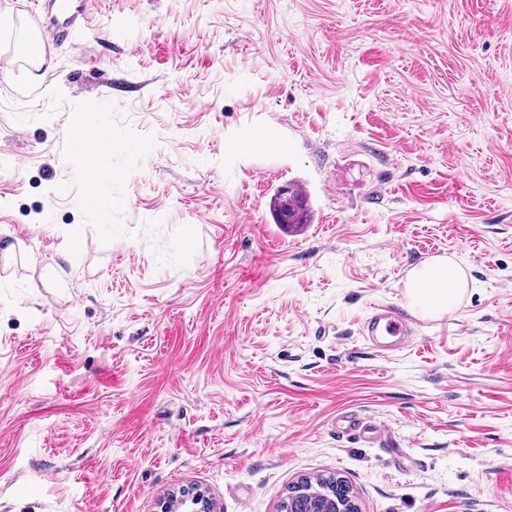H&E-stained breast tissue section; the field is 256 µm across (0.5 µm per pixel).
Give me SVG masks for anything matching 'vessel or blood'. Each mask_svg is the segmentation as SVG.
<instances>
[{
	"mask_svg": "<svg viewBox=\"0 0 512 512\" xmlns=\"http://www.w3.org/2000/svg\"><path fill=\"white\" fill-rule=\"evenodd\" d=\"M94 0H33L31 11L42 17L43 23L37 34L31 35L20 50V58L26 63L39 62L50 45L71 39L77 19H89ZM418 323L401 309L381 306L374 310L363 326V334L372 344H380L388 337L406 342L412 336Z\"/></svg>",
	"mask_w": 512,
	"mask_h": 512,
	"instance_id": "1",
	"label": "vessel or blood"
}]
</instances>
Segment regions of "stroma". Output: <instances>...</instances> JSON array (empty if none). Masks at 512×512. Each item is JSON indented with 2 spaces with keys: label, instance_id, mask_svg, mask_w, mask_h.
<instances>
[{
  "label": "stroma",
  "instance_id": "stroma-1",
  "mask_svg": "<svg viewBox=\"0 0 512 512\" xmlns=\"http://www.w3.org/2000/svg\"><path fill=\"white\" fill-rule=\"evenodd\" d=\"M30 2L0 0V512H278L322 475L360 512H512V0H103L35 67ZM85 100L157 139L107 245L61 155ZM448 256L456 307L368 342ZM292 188L291 194L288 196V202H285L277 193L273 198V212L276 223L285 224L282 218H286V224H310L311 215L307 195L304 190L295 184L289 185ZM288 204V215L284 213L285 205ZM418 323L403 309L381 306L374 310L363 326V335L378 348H395L403 345ZM398 337L390 345H379L382 339ZM184 503L188 510L192 512H210L213 511L211 503L204 493L199 490L180 489L171 496L169 500H163L159 503L160 512H170L175 505Z\"/></svg>",
  "mask_w": 512,
  "mask_h": 512
}]
</instances>
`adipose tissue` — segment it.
Segmentation results:
<instances>
[{"label":"adipose tissue","mask_w":512,"mask_h":512,"mask_svg":"<svg viewBox=\"0 0 512 512\" xmlns=\"http://www.w3.org/2000/svg\"><path fill=\"white\" fill-rule=\"evenodd\" d=\"M466 282L463 267L454 259L423 265L414 270L409 282L412 305L424 313L449 312L456 306Z\"/></svg>","instance_id":"1"}]
</instances>
